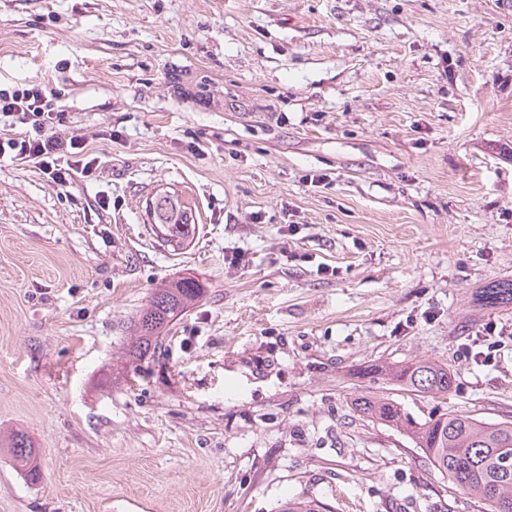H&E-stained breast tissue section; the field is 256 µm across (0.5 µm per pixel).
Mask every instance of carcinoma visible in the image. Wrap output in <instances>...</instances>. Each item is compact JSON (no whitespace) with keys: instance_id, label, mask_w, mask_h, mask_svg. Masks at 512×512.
Instances as JSON below:
<instances>
[{"instance_id":"carcinoma-1","label":"carcinoma","mask_w":512,"mask_h":512,"mask_svg":"<svg viewBox=\"0 0 512 512\" xmlns=\"http://www.w3.org/2000/svg\"><path fill=\"white\" fill-rule=\"evenodd\" d=\"M151 223L166 227L176 246L189 237L195 211L176 193L161 192L152 199ZM203 293L191 277L173 280L155 289L131 338L126 362L135 363L162 343L169 324ZM477 301L486 307L512 306V279L493 281L479 291ZM401 391L445 396L455 384L448 365L430 359H415L364 371ZM360 416L388 426L409 438L430 464L463 493L489 506V512H512V420L486 421L471 415L433 413L415 418L404 404L390 396L368 393L353 400ZM9 450L27 480L35 483L40 471L34 461L36 449L19 432Z\"/></svg>"}]
</instances>
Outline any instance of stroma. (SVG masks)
Returning a JSON list of instances; mask_svg holds the SVG:
<instances>
[{"label":"stroma","instance_id":"1","mask_svg":"<svg viewBox=\"0 0 512 512\" xmlns=\"http://www.w3.org/2000/svg\"><path fill=\"white\" fill-rule=\"evenodd\" d=\"M0 87L55 90L95 159L0 161V512H485L352 401L512 420V308L476 302L512 278V0H0ZM414 358L447 396L360 375ZM151 201L153 203L149 215L151 223L167 226L166 233L170 237L165 239L166 242L172 243L177 238L175 245L180 247L189 237L192 224H196L195 211L189 203L174 192H161ZM203 293L200 283L183 277L156 288L138 321L137 336L131 338L126 363H135L155 351L169 324ZM9 450L17 466L24 473L30 483L40 479V471L34 461L36 459V448H33L27 436L18 432L11 440Z\"/></svg>","mask_w":512,"mask_h":512}]
</instances>
